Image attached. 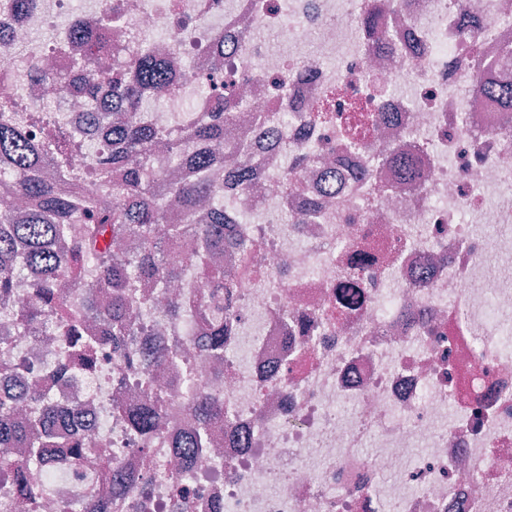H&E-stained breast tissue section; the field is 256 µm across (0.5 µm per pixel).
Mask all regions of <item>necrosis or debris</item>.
<instances>
[{
  "instance_id": "1",
  "label": "necrosis or debris",
  "mask_w": 512,
  "mask_h": 512,
  "mask_svg": "<svg viewBox=\"0 0 512 512\" xmlns=\"http://www.w3.org/2000/svg\"><path fill=\"white\" fill-rule=\"evenodd\" d=\"M105 0H0V44L29 46L61 17L100 18ZM365 0H121L112 44L138 34L145 51L199 82L220 74L239 103L231 139L256 170L239 214L263 208L262 224L239 225L266 244L265 285L242 282L234 317L224 322V362L194 353L202 340L167 314L171 295L192 300L199 276L136 294L152 343L192 349L154 381L174 404L184 384L224 402V424L209 448L181 469L172 416L141 444L114 406L141 400L118 389L117 361L98 369L55 372L67 363L55 322L33 336L12 334L13 312L0 307V389L39 384L70 411V428L90 430V447L108 445L116 464L148 486L150 512H512V238L489 241L482 227L512 223V136L505 119L470 90L488 70V45L512 46V0H405L380 18L379 40H356ZM474 17V42L459 22ZM347 45L339 68L315 55L313 41ZM89 43L41 46L66 82L27 81L8 108L34 137L61 128L39 121L50 107L77 124L87 101L77 62ZM329 101L346 113L361 102L387 112L370 138L347 144L340 131L311 125L291 100ZM412 154L415 185L388 190V170L373 159L391 147ZM301 161L294 175L322 205L309 223L287 217L296 199L282 187L287 148ZM375 256L374 275L343 323L330 322L348 282L346 252ZM503 261L491 264L492 255ZM495 288H488V281ZM30 369L18 372L19 361ZM374 442L375 453L364 450ZM419 456H412V449ZM97 463L74 470L58 460L31 468L43 486L39 512L88 499L112 501Z\"/></svg>"
}]
</instances>
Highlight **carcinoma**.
<instances>
[{
	"label": "carcinoma",
	"instance_id": "1",
	"mask_svg": "<svg viewBox=\"0 0 512 512\" xmlns=\"http://www.w3.org/2000/svg\"><path fill=\"white\" fill-rule=\"evenodd\" d=\"M393 7V0H369L359 35L373 31L379 16ZM110 28V14L106 13L94 29L68 26L66 39L76 41L87 32L96 50L114 54L112 96L122 103L123 118L117 121L104 109L83 113L85 124L111 133L112 144L92 147L89 176L94 183L112 179V196L63 190L60 181L44 175V165L53 162L57 175L62 177L67 156L48 142L32 139L12 113L0 112V176L10 180L19 194L37 203L21 218L0 211V305L14 306L12 288L17 276L29 267L40 270L41 276L32 283V302L16 308L15 331L20 335L35 333L48 315L63 312V340L82 366L93 368L98 349L111 347L124 365L118 385H124L129 374L145 385L142 403L120 405L118 410L131 434L147 441L175 412L166 395L156 391L149 381L153 368L163 364L171 352L140 345L146 329L131 289L144 282L168 287L183 269L168 255L162 238H195L197 248L186 265L208 279L213 291L190 303L175 297L168 311L179 319L193 310L208 336L207 355L221 358L224 319L235 314V288L247 278L262 279L263 243L257 239L238 243L240 265L233 272L210 265L211 256L224 251L225 211L230 200L225 198L224 189L209 181V168L221 153H236L240 158L224 159L228 188L240 193L253 182V170L245 155L225 142L226 127L234 119V96L225 93L224 84L211 86L216 115L190 122L186 142L170 141L182 158L184 178L178 183L167 181L149 161L164 135L144 124L138 113L148 98L156 103L167 100L175 84H190L195 77L189 72L175 74L151 56L139 54L131 41L118 51L112 50ZM95 59L96 54H89L82 85V94L90 105L98 91ZM475 92L496 101L506 111L512 110V80L484 78L475 85ZM304 108L312 121L321 125L333 128L339 121L336 113L322 105L306 104ZM381 119L383 115L366 111L363 104H352L342 120L347 139H365L370 126ZM380 162L392 170L397 184L416 175L413 159L398 151L381 152ZM170 196L178 198L185 223H169L165 201ZM318 207L314 197L300 199L289 223L308 222ZM87 270L94 271L97 280L84 287L82 279ZM77 287L84 294L83 306L66 312L65 289ZM31 401L41 404V412L19 416V405ZM183 411L195 422L190 447H205L211 426L224 418L223 403L216 397L190 392ZM66 420L67 415L33 387L0 396V448H27L30 452L26 463L0 455V487L12 491L18 498V508L30 506L42 495L27 482V466L46 462L48 455L64 458L73 467L84 466L87 450L80 436L66 431ZM99 464L113 488L121 490L134 483L131 475L112 465L110 457L100 456Z\"/></svg>",
	"mask_w": 512,
	"mask_h": 512
}]
</instances>
